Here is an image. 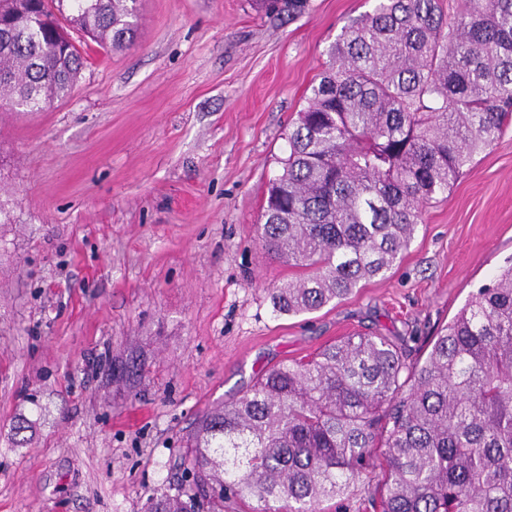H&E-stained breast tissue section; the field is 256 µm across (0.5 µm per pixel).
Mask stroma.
I'll return each mask as SVG.
<instances>
[{
    "mask_svg": "<svg viewBox=\"0 0 512 512\" xmlns=\"http://www.w3.org/2000/svg\"><path fill=\"white\" fill-rule=\"evenodd\" d=\"M375 0H141L137 42L81 38L72 94L0 112V512H147L198 418L357 332L424 360L512 257V124L422 209L385 276L300 315L256 235L326 50ZM24 432H16L18 421ZM255 8L273 17L287 16L288 20L302 14L307 6L308 0H253Z\"/></svg>",
    "mask_w": 512,
    "mask_h": 512,
    "instance_id": "stroma-1",
    "label": "stroma"
}]
</instances>
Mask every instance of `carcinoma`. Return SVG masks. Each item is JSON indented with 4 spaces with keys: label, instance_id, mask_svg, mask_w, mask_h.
Listing matches in <instances>:
<instances>
[{
    "label": "carcinoma",
    "instance_id": "obj_1",
    "mask_svg": "<svg viewBox=\"0 0 512 512\" xmlns=\"http://www.w3.org/2000/svg\"><path fill=\"white\" fill-rule=\"evenodd\" d=\"M70 2L71 16L64 15ZM293 18L308 0H253ZM139 0H0V111L68 97L85 58L137 38ZM269 183L264 249L302 276L271 289L277 315L321 309L382 276L421 206L445 193L512 118V0H376L326 50ZM175 493L147 512H318L376 478L379 512H512V258L407 363L354 333L265 372L185 441Z\"/></svg>",
    "mask_w": 512,
    "mask_h": 512
}]
</instances>
